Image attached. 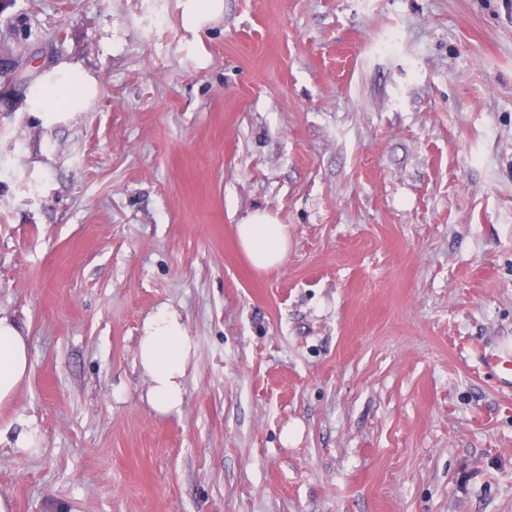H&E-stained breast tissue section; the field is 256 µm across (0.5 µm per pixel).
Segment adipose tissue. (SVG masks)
Segmentation results:
<instances>
[{"label":"adipose tissue","instance_id":"1","mask_svg":"<svg viewBox=\"0 0 512 512\" xmlns=\"http://www.w3.org/2000/svg\"><path fill=\"white\" fill-rule=\"evenodd\" d=\"M94 91L91 76L67 64L54 66L32 91L29 102L44 121L83 108ZM240 246L256 269L280 267L288 254V234L276 216L266 210L250 212L235 227ZM195 347L183 319L159 308L144 323L137 344V360L149 381L147 401L155 413L180 412L185 378ZM31 371L29 337L19 323L0 313V406L13 402Z\"/></svg>","mask_w":512,"mask_h":512}]
</instances>
